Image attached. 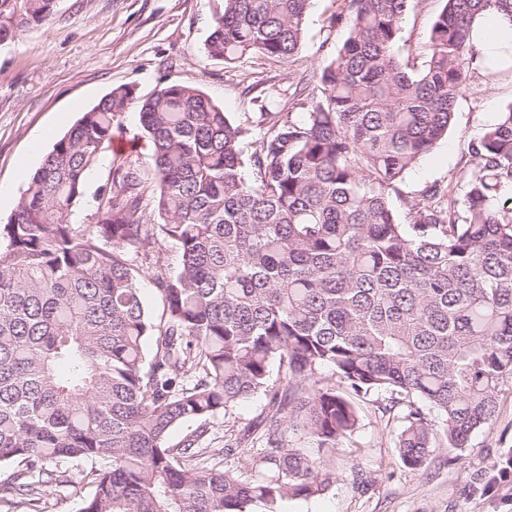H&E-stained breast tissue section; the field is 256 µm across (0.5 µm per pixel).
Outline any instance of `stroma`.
<instances>
[{"mask_svg":"<svg viewBox=\"0 0 512 512\" xmlns=\"http://www.w3.org/2000/svg\"><path fill=\"white\" fill-rule=\"evenodd\" d=\"M443 6V0H411L403 16L400 53L414 65L425 59L431 24ZM223 8V0H56L46 23L25 27L0 44V183L11 188L9 200L0 203V224L9 221L56 140L113 87L132 86L144 99L164 81L192 85L231 119L254 125L264 112L299 111L290 81L316 78L348 34L330 24L334 0H313L304 46L292 63L248 58L227 65L205 52ZM511 104L512 79L489 84L475 79L458 99L447 136L407 172L403 196L422 201L434 185L463 196L455 175L466 161L465 145ZM112 141L87 176L75 223L97 222L96 197L110 184L114 162L130 155L142 168L150 166L151 145L137 109L126 113ZM384 403L377 394L358 398L362 426L353 446L336 457L335 483L322 496L284 501L281 512H512V468L505 466L512 453V390L500 394L491 428L474 433L463 451L437 449L420 471L404 466L397 448L398 414L383 412ZM265 405L256 395L215 420L211 447L236 438ZM63 468L71 483L46 495L49 512H77L91 492L88 464L67 462Z\"/></svg>","mask_w":512,"mask_h":512,"instance_id":"35a3bbf8","label":"stroma"}]
</instances>
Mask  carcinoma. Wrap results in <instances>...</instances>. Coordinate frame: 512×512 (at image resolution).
<instances>
[{
    "instance_id": "carcinoma-1",
    "label": "carcinoma",
    "mask_w": 512,
    "mask_h": 512,
    "mask_svg": "<svg viewBox=\"0 0 512 512\" xmlns=\"http://www.w3.org/2000/svg\"><path fill=\"white\" fill-rule=\"evenodd\" d=\"M310 2L224 0L206 51L289 63ZM336 2L330 24L348 36L317 82L295 84L301 116L264 112L255 133L198 88L163 83L139 104L150 170L118 162L97 223L75 224L137 100L121 85L30 178L0 224V468L12 469L0 504L37 506L44 486L70 483L60 462L84 460L103 467L86 473L79 512H279L336 482L361 426L348 392L404 405L412 470L493 426L512 388V104L468 144L464 199L434 187L428 204L395 200L471 81L512 76L470 42L476 16L512 0H445L418 70L399 54L410 0ZM54 4L0 0V41ZM158 235L179 264L148 260L156 316L134 255ZM259 393L261 443L226 471L235 448L207 446V425ZM186 420L200 425L170 444Z\"/></svg>"
}]
</instances>
